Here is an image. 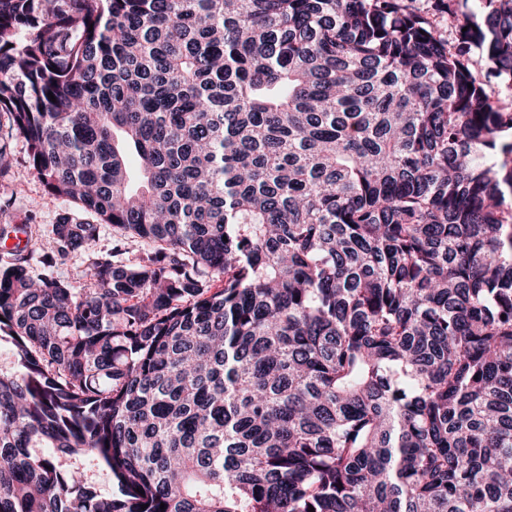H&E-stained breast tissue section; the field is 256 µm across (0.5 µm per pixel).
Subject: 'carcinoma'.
Listing matches in <instances>:
<instances>
[{
  "label": "carcinoma",
  "mask_w": 512,
  "mask_h": 512,
  "mask_svg": "<svg viewBox=\"0 0 512 512\" xmlns=\"http://www.w3.org/2000/svg\"><path fill=\"white\" fill-rule=\"evenodd\" d=\"M15 140L0 512H512V0H0ZM10 201L11 222L9 224H28V230L49 240L53 225L59 217L68 213L73 218L95 223L94 216L85 213L80 206L70 200H55L49 197L37 176L29 174L20 181L9 177H0V203ZM31 219V220H30ZM86 259L85 254L71 256L54 267V275L65 281L77 279L86 267Z\"/></svg>",
  "instance_id": "carcinoma-1"
}]
</instances>
